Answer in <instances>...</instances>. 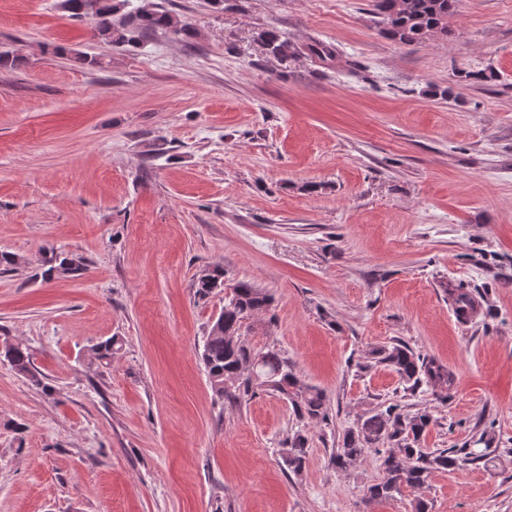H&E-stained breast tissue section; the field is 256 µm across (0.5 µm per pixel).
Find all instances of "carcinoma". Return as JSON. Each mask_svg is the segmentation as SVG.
Instances as JSON below:
<instances>
[{
	"instance_id": "obj_1",
	"label": "carcinoma",
	"mask_w": 512,
	"mask_h": 512,
	"mask_svg": "<svg viewBox=\"0 0 512 512\" xmlns=\"http://www.w3.org/2000/svg\"><path fill=\"white\" fill-rule=\"evenodd\" d=\"M129 0H62L61 6L77 20L90 22L93 37L116 48L137 49L157 35L176 38L190 34L191 27L167 9L143 4L127 9ZM458 0H373L374 14L380 18L383 33L403 45H416L435 37L448 35V18L455 12ZM267 54L284 61L306 50L326 59L334 50L320 42L300 48L288 36L270 29L259 34ZM42 276H80L84 265L81 258L69 253L51 252L45 258ZM195 295L210 297L224 288V267L216 265L201 270L194 282ZM455 315L474 314L473 293L454 289L452 299ZM273 296L264 288L249 281L230 285V295L224 310L212 321L203 336L201 360L209 384L218 400L236 404L263 390L286 400L296 420V429L282 450L284 467L298 474L308 455V425L329 418V399L326 393L303 381L294 365L281 350L268 346L261 350L250 347L240 336L244 322L270 311ZM118 340L111 337L87 349L88 357L108 361L115 353ZM377 364L391 368L406 385L415 391L422 387L432 390L440 401L446 400L454 385V374L437 359L414 351L407 344L396 342L373 351ZM0 361L25 378L45 395L52 386L33 368L29 347L21 341L5 342L0 346ZM427 411L408 413L397 405H389L376 413L366 414L343 433L341 445L331 456L336 468L343 470L369 450L385 448L382 459L383 477L366 491L369 502L389 499L402 488L419 489L429 475L437 470H455L466 465L488 466L494 459L487 432L473 443L458 448L429 451L421 447V438L432 423Z\"/></svg>"
}]
</instances>
